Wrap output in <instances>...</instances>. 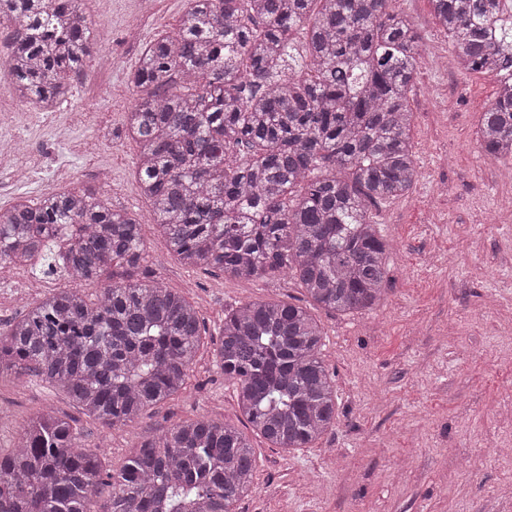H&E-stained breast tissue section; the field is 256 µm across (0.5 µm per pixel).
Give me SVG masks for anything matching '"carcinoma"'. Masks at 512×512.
Wrapping results in <instances>:
<instances>
[{
  "instance_id": "cac0c4a2",
  "label": "carcinoma",
  "mask_w": 512,
  "mask_h": 512,
  "mask_svg": "<svg viewBox=\"0 0 512 512\" xmlns=\"http://www.w3.org/2000/svg\"><path fill=\"white\" fill-rule=\"evenodd\" d=\"M80 2L0 0V26L11 29L0 73L19 98L52 109L71 96L94 37ZM391 2L188 0L179 31L145 45L129 74L139 97L126 129L141 194L185 265L231 279L289 276L313 304L342 314L381 303L388 244L372 210L417 178L409 93L420 37ZM430 2L459 65L496 79L477 142L512 162V0ZM297 32L303 75L291 64ZM140 227L93 189L0 210V272L40 258L72 283L0 330V377L46 381L108 429L184 388L205 325L181 293L140 279ZM101 277L97 300L87 299L79 284ZM323 346L296 304L224 311V381L276 448H309L336 426ZM100 448L43 411L0 453V512H233L255 486L250 440L208 415L141 441L110 476Z\"/></svg>"
}]
</instances>
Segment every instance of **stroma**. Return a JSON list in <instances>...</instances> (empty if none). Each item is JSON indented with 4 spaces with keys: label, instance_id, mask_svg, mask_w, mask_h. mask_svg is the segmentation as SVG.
<instances>
[{
    "label": "stroma",
    "instance_id": "stroma-1",
    "mask_svg": "<svg viewBox=\"0 0 512 512\" xmlns=\"http://www.w3.org/2000/svg\"><path fill=\"white\" fill-rule=\"evenodd\" d=\"M186 3L83 0L106 38L95 41L67 114L55 119L43 120L0 76V111L14 116L0 128V209L22 193L93 186L137 214L142 272L181 292L206 321L197 362L182 391L108 434L49 383L0 377V449L49 408L72 419L83 441L105 437L109 473L142 439L180 420L205 413L247 429L214 344L225 308L284 301L309 307L322 327L339 422L299 450L251 436L259 489L235 512H512V164L486 159L474 134L496 80L456 66L429 0H393L421 38L410 92L418 178L376 214L390 246L381 304L342 315L310 306L288 277L227 279L186 266L154 223L135 178L137 147L124 135L137 97L127 73L156 33L179 30ZM67 285L36 266L12 268L0 278V326Z\"/></svg>",
    "mask_w": 512,
    "mask_h": 512
}]
</instances>
